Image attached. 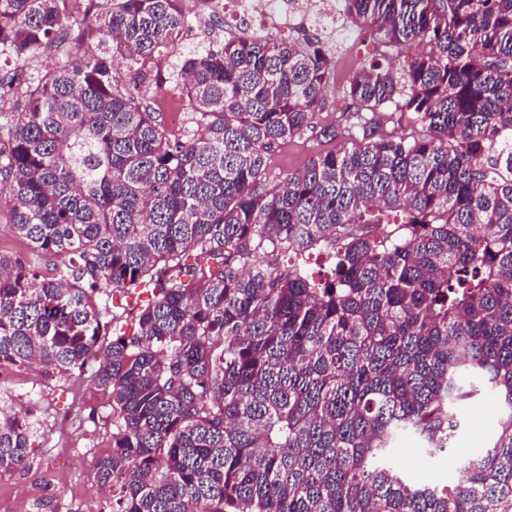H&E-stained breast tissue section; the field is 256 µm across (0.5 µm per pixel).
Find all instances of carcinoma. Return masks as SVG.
<instances>
[{"mask_svg":"<svg viewBox=\"0 0 512 512\" xmlns=\"http://www.w3.org/2000/svg\"><path fill=\"white\" fill-rule=\"evenodd\" d=\"M343 13L378 59L321 128L340 146L280 177L275 149L328 110L317 35L215 40L165 87L192 0H0V190L31 253H0V367L67 377L103 350L105 512H512V0ZM168 90L192 112L182 138L158 120ZM488 389L498 434L458 458ZM36 433L0 416V470ZM405 440L465 479L413 483Z\"/></svg>","mask_w":512,"mask_h":512,"instance_id":"cac0c4a2","label":"carcinoma"}]
</instances>
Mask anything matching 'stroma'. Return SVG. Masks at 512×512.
<instances>
[{
	"label": "stroma",
	"instance_id": "1",
	"mask_svg": "<svg viewBox=\"0 0 512 512\" xmlns=\"http://www.w3.org/2000/svg\"><path fill=\"white\" fill-rule=\"evenodd\" d=\"M298 24L286 23L278 9H270L263 19H237L223 33H273L291 38ZM320 33L338 54V67L325 90L329 111L318 113L317 125L333 122L335 108L341 107V87L357 68L376 56V49L365 28L337 14L333 23ZM335 142L310 133L281 143L271 160L273 173L285 176L303 170L315 154L334 150ZM42 366L8 369L0 377V406L13 410L33 406L38 432L32 440L28 466L21 471L0 472V512H12L14 502L28 495L31 502L52 496L56 512H101L106 496L95 477V460L111 449L112 410L107 396L90 380V369L70 378L56 379L50 390H43ZM500 414L493 397L472 404L465 412L466 425L457 438L459 447L479 452L493 440Z\"/></svg>",
	"mask_w": 512,
	"mask_h": 512
}]
</instances>
